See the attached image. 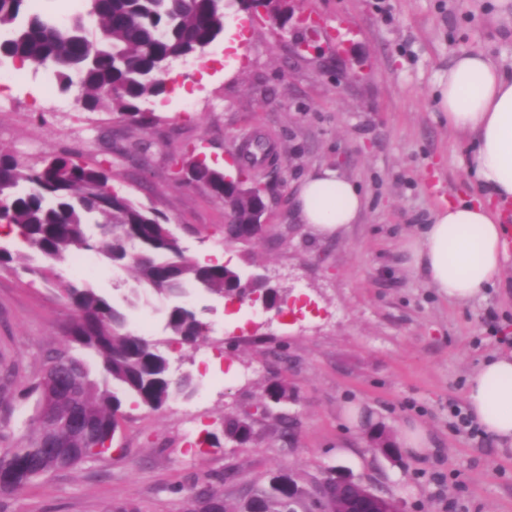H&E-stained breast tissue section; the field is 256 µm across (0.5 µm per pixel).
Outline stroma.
Wrapping results in <instances>:
<instances>
[{"label":"stroma","mask_w":512,"mask_h":512,"mask_svg":"<svg viewBox=\"0 0 512 512\" xmlns=\"http://www.w3.org/2000/svg\"><path fill=\"white\" fill-rule=\"evenodd\" d=\"M496 9V0H294L282 23L236 4L222 39L175 62L168 92L142 103L146 124L86 109L55 72L23 68L0 93V153L26 166L53 155L102 166L111 186L163 216L187 255L223 251L229 265L266 274L291 313L281 320L248 301L194 294L203 344L163 352L173 370L191 371L195 395L157 411L125 405L111 452L0 498V512H110L123 501L186 512L193 487L213 476L225 475L224 499L236 504L280 470L308 489L352 477L402 512H512V447L454 428L471 373L512 352V258L461 304L428 286L407 248L442 201L480 194L472 141L449 129L433 88L464 51L512 68ZM63 101L71 111H58ZM258 137L279 158L245 171L265 188L267 230L228 247L223 202L177 177L175 164L202 156L234 176L240 149ZM323 167L364 198L359 222L331 236L300 223L295 206L299 182ZM57 271L125 305L134 330L147 323L150 339L168 337L165 299L126 306L144 289L131 270L94 257L87 270ZM72 320L56 285L19 266L0 270V350L20 365L14 390L65 345ZM275 380L296 394L278 407L293 418L287 443L258 409ZM34 404H0V442L23 441ZM353 408L368 425L347 421ZM227 415L248 417L252 441L199 451ZM410 423L427 433L428 451L388 457L372 446V429L395 441Z\"/></svg>","instance_id":"stroma-1"}]
</instances>
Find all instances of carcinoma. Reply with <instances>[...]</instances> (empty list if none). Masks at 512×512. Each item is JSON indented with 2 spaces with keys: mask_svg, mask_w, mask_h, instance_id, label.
Wrapping results in <instances>:
<instances>
[{
  "mask_svg": "<svg viewBox=\"0 0 512 512\" xmlns=\"http://www.w3.org/2000/svg\"><path fill=\"white\" fill-rule=\"evenodd\" d=\"M228 0H87L99 23L89 33L84 16L71 18L68 27L54 17L36 12L31 0H0V58L19 59L35 67H52L63 88L78 87L77 102L89 109L99 106L144 121L138 103L163 93L158 71L179 57L200 52L224 33ZM116 88V94L109 90ZM270 157L267 144L248 145L249 164ZM184 164L224 199V172L190 158ZM109 176L102 167L88 165L76 156H53L40 168H27L0 154V221L16 226L22 240L43 259L33 273L50 282L56 265L74 252L91 228L97 236L92 251L109 263L121 262L137 272L139 281L154 294L163 291L169 301L166 328L171 335L194 345L206 326L196 315L179 307L181 295L191 288L224 294L240 283L238 270L224 265H201L184 254L179 242L169 239L163 217L127 199L110 201L105 190ZM238 223L224 228L229 239L238 238L251 221L254 204L234 198ZM62 297L78 312L69 329L68 344L53 351L41 371L35 390L44 393L53 367L72 369L80 396L97 419L108 425L82 432L68 423L70 399L56 398L52 415L42 413L37 399L29 429L19 445L0 448V467L14 470L15 486L1 488L14 494L32 481L112 450L118 414L125 402L152 411L170 400L194 392L192 379H174L164 367V354L146 336L131 329L126 314L106 296L88 285L61 284ZM90 354L105 374L100 383L90 364L79 356ZM224 436L247 443L252 439L248 421L226 415ZM65 445L63 456L51 457L44 444L49 438ZM301 489L288 472L273 474L267 486L256 490L240 512H294V491ZM196 501L215 502L222 512H232L224 497L209 482Z\"/></svg>",
  "mask_w": 512,
  "mask_h": 512,
  "instance_id": "1",
  "label": "carcinoma"
}]
</instances>
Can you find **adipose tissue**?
<instances>
[{
	"instance_id": "obj_1",
	"label": "adipose tissue",
	"mask_w": 512,
	"mask_h": 512,
	"mask_svg": "<svg viewBox=\"0 0 512 512\" xmlns=\"http://www.w3.org/2000/svg\"><path fill=\"white\" fill-rule=\"evenodd\" d=\"M435 95L449 128L474 138L471 166L484 193L438 206L410 246L429 286L465 302L498 279L506 261L501 209L512 203V71L484 53L463 52L439 80ZM295 203L300 222L324 235L356 223L363 208L357 188L330 168L309 174ZM465 398L487 433L512 444V354L481 363L469 377Z\"/></svg>"
}]
</instances>
